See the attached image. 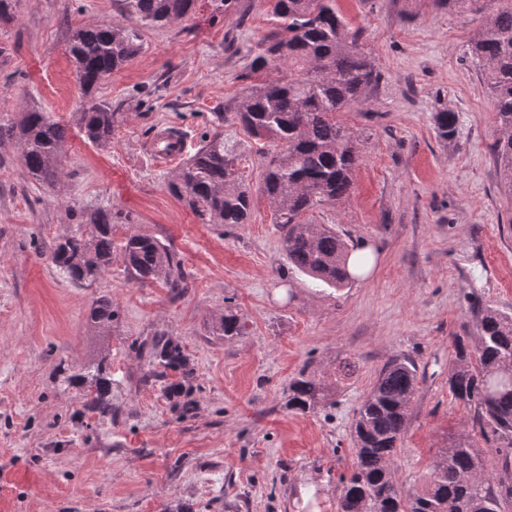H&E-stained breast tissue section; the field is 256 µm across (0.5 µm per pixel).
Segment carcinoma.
<instances>
[{"label":"carcinoma","instance_id":"cac0c4a2","mask_svg":"<svg viewBox=\"0 0 512 512\" xmlns=\"http://www.w3.org/2000/svg\"><path fill=\"white\" fill-rule=\"evenodd\" d=\"M197 0H113L124 18L144 26H165L195 10ZM274 24L256 47L235 112L214 113V131L174 174L170 193L202 224H247L253 194L236 177L239 155L224 144L220 127L239 123L252 135L276 146L266 160L261 191L270 201L288 264L327 285L341 288L349 280L348 245L328 224H312L304 214L320 205H335L353 191L352 173L361 154L357 140L336 115L369 103L380 80L373 57L336 8V0H270ZM481 20L469 54L494 101L500 137L494 145L504 186L512 191V0H435ZM141 48L136 27L119 22L73 29L68 52L74 59L85 100L77 113L79 132L106 148L119 124V113L92 96L101 82L121 69ZM458 115L439 112L435 128L446 140L455 133ZM17 139L27 173L39 183L57 184L68 128L34 109L17 124H0V144ZM75 230L53 245L52 261L71 282L89 287L112 266L115 242L112 212L103 207L72 209ZM130 274L141 283L164 280L174 289L188 287L182 261L156 238L132 234L120 244ZM116 310L103 295L88 311L89 328L108 336ZM215 332L235 338L247 323L231 310ZM448 371L454 398L473 408L482 439H501L494 449L499 472L484 468V451L471 438H456L441 449L428 468L424 486L406 493L398 484L394 457L405 434L418 385L414 361L396 357L381 369L356 410L353 422L356 462L343 483L337 512H512V317L492 309L478 324L476 355L455 341ZM150 373L192 376L181 345L162 335L146 347ZM79 390L83 407L100 417L112 414V373L100 360L64 377ZM328 387L302 370L288 386V409L308 413L328 398Z\"/></svg>","mask_w":512,"mask_h":512}]
</instances>
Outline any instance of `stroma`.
Instances as JSON below:
<instances>
[{
  "mask_svg": "<svg viewBox=\"0 0 512 512\" xmlns=\"http://www.w3.org/2000/svg\"><path fill=\"white\" fill-rule=\"evenodd\" d=\"M0 26V124L37 109L70 127L54 186L27 174L14 144L0 146V512H337L340 478L355 462L351 424L391 358L417 365L418 388L395 459L415 490L440 448L477 435L473 411L448 389L454 340L474 344L482 309L512 316V195L494 158L493 101L467 49L479 23L433 0H337L382 80L370 102L339 113L361 163L351 197L306 218L378 252L364 280L336 289L289 268L260 186L262 142L239 124L224 138L253 193L249 223L203 224L169 192L170 170L145 149L157 128L201 144L214 113L233 111L249 48L272 26L268 0H237L141 31V50L101 82L96 98L122 119L109 148L75 130L80 90L67 45L79 25L109 24L112 0H14ZM457 113L437 136L434 115ZM104 207L114 239L154 237L183 261L190 286L140 283L121 249L92 286L52 265L69 212ZM111 297L110 336L91 334L93 300ZM247 336L225 340V309ZM178 341L193 377L181 395L148 378L142 347ZM106 357L112 416L85 409L63 369ZM356 370L337 380L340 362ZM330 391L314 412L288 411L300 370Z\"/></svg>",
  "mask_w": 512,
  "mask_h": 512,
  "instance_id": "35a3bbf8",
  "label": "stroma"
}]
</instances>
